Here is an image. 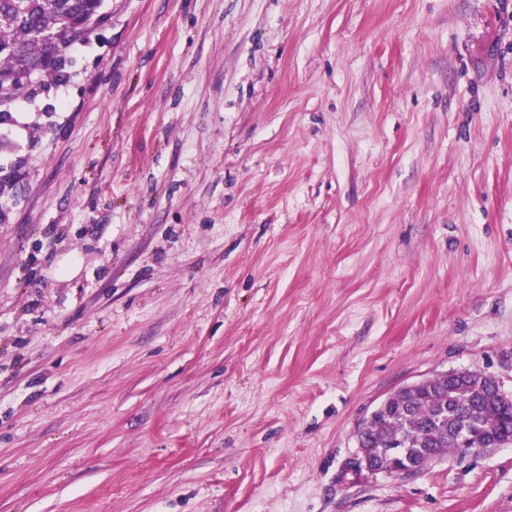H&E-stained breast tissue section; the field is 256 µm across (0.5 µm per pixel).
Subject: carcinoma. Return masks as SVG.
I'll list each match as a JSON object with an SVG mask.
<instances>
[{
    "instance_id": "obj_1",
    "label": "carcinoma",
    "mask_w": 512,
    "mask_h": 512,
    "mask_svg": "<svg viewBox=\"0 0 512 512\" xmlns=\"http://www.w3.org/2000/svg\"><path fill=\"white\" fill-rule=\"evenodd\" d=\"M105 0H0V128L13 122L11 105L34 99L46 83H66L75 75L70 48L90 41L94 30L77 22L106 13ZM30 71L34 81H7L13 73ZM467 430L479 444L491 436L512 442V410L489 396L481 373L472 382L441 379L425 392L410 395L406 410L395 409L364 433L368 448H393L409 455L427 451L437 456L460 452L452 432Z\"/></svg>"
}]
</instances>
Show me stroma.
<instances>
[{
  "label": "stroma",
  "instance_id": "obj_1",
  "mask_svg": "<svg viewBox=\"0 0 512 512\" xmlns=\"http://www.w3.org/2000/svg\"><path fill=\"white\" fill-rule=\"evenodd\" d=\"M0 166V512H512V444L356 430L512 395V0H105ZM472 382L468 385L451 379H441L431 390L417 392L409 397L405 411L394 409L375 421L358 443L357 471L370 474L384 473L389 476L409 475L424 471L436 463L437 456L457 454L462 451L452 440V432L467 430L478 444L491 436H497L500 444L512 442V410L500 408L489 396V390L481 381V372L470 371ZM409 456L420 454L409 460ZM394 448L387 465L372 449ZM422 453V454H421ZM439 374L437 375H433V376H429V377H426V378H423L421 380H418V381H415V382H412L410 384H407L397 390H395L394 392L390 393L377 407L376 409L371 413V415L369 416V418L362 424L361 426V430H365L368 428V426H370L371 422L373 421V419L375 418V415L377 413H380L382 411H386L388 409V407L390 406V404H392V402H395V401H400V396L402 395V393L407 389V388H412V389H419V390H425V389H430L431 387V384L436 380V378L438 377Z\"/></svg>",
  "mask_w": 512,
  "mask_h": 512
}]
</instances>
